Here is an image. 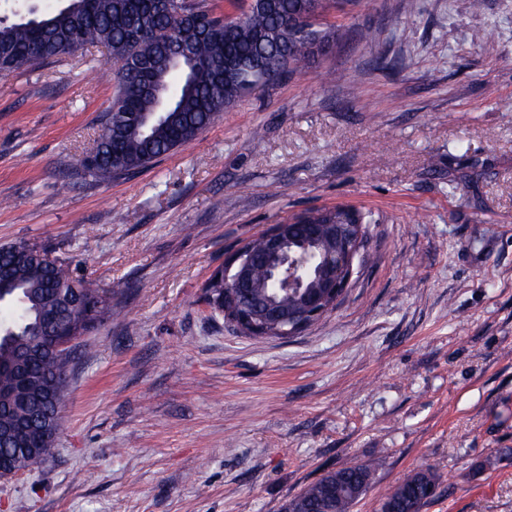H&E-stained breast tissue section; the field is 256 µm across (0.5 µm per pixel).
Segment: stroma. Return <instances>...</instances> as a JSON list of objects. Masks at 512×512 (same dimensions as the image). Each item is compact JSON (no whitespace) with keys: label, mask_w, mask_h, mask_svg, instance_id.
Listing matches in <instances>:
<instances>
[{"label":"stroma","mask_w":512,"mask_h":512,"mask_svg":"<svg viewBox=\"0 0 512 512\" xmlns=\"http://www.w3.org/2000/svg\"><path fill=\"white\" fill-rule=\"evenodd\" d=\"M322 20L351 39L105 183L77 166L105 54L0 78V245L46 247L119 312L75 355L56 455L0 480V512H283L374 459L351 512L425 469L421 512H512V0H329ZM335 206L371 218L335 309L283 339L211 317L230 248Z\"/></svg>","instance_id":"obj_1"}]
</instances>
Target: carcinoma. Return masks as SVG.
<instances>
[{
  "instance_id": "cac0c4a2",
  "label": "carcinoma",
  "mask_w": 512,
  "mask_h": 512,
  "mask_svg": "<svg viewBox=\"0 0 512 512\" xmlns=\"http://www.w3.org/2000/svg\"><path fill=\"white\" fill-rule=\"evenodd\" d=\"M324 0H256L239 14L220 18L206 0H75L68 11L38 15L33 21L0 23V76L33 70L61 56L102 48L117 63L115 92L96 132L94 158L80 161L98 181L143 169L192 142L219 119L224 109L285 74L302 72L323 47L344 41L348 33L318 22ZM184 49L195 63L173 57ZM320 224H368V216L350 207L310 214ZM285 251L331 250L323 239L307 241L294 224ZM35 243L0 246V307L13 309L0 322V427L24 417L41 393L53 388L56 427H62L67 380L60 362L44 354L25 361L22 354L42 334L46 318L68 296L79 295L101 323L112 316V296L73 275L70 264ZM254 288L243 299L224 291L213 278L207 304L216 316H234L243 302L271 299L285 308L299 298L278 289L260 266ZM29 451L12 457L21 472L53 456L57 440L33 433ZM375 465L355 464L327 472L292 498L284 512H351L373 479ZM438 477L420 470L394 487L382 506L391 512H420L435 496Z\"/></svg>"
}]
</instances>
